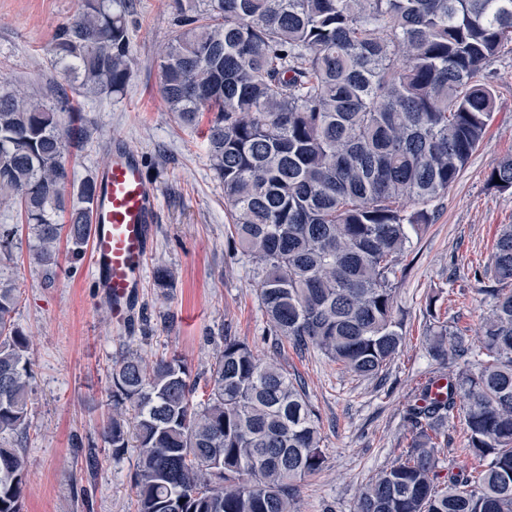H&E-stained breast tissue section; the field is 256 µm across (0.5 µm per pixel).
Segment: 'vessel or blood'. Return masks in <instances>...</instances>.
Wrapping results in <instances>:
<instances>
[{"label":"vessel or blood","instance_id":"b4317fda","mask_svg":"<svg viewBox=\"0 0 512 512\" xmlns=\"http://www.w3.org/2000/svg\"><path fill=\"white\" fill-rule=\"evenodd\" d=\"M111 154L97 175L89 261L113 321L127 324L137 310L153 249L159 192L138 151L125 140H113Z\"/></svg>","mask_w":512,"mask_h":512}]
</instances>
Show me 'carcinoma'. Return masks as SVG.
Instances as JSON below:
<instances>
[{"label":"carcinoma","mask_w":512,"mask_h":512,"mask_svg":"<svg viewBox=\"0 0 512 512\" xmlns=\"http://www.w3.org/2000/svg\"><path fill=\"white\" fill-rule=\"evenodd\" d=\"M132 0H81L48 62L87 97L121 95L133 72ZM160 97L186 127L206 130L235 247L253 264L276 340L320 350L374 377L397 354L398 259L427 206L448 192L483 139L495 103L485 70L512 43V0H171ZM70 99L0 92V205L21 210L48 271L67 231L72 258L89 243L96 178L75 182L70 149L90 138ZM500 183H495V179ZM490 183L512 191V156ZM419 209L409 212L406 204ZM69 211V224L56 222ZM15 230L0 224V261ZM490 310L476 341L436 322L438 364L459 366L446 391L419 388L414 439L357 494L354 512H512V224L500 226L478 274ZM155 287L174 288L166 267ZM21 289L0 280V512H23L27 469L15 442L29 427L33 369L14 313ZM112 457L137 449L138 512H297L301 484L326 453L305 390L244 341L224 345L196 399L178 354L147 362L127 350L111 373ZM134 411L133 419L125 416ZM462 416L456 466L439 481L441 437Z\"/></svg>","instance_id":"carcinoma-1"}]
</instances>
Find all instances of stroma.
I'll return each instance as SVG.
<instances>
[{"mask_svg": "<svg viewBox=\"0 0 512 512\" xmlns=\"http://www.w3.org/2000/svg\"><path fill=\"white\" fill-rule=\"evenodd\" d=\"M170 3L136 0L127 92L75 97L91 138L69 163L81 179L103 167L113 138L140 150L160 193L149 265L174 272L173 290L146 283L135 322L117 326L96 299L88 259L73 260L69 243L61 242L56 274L46 277L30 260L34 241L18 210L0 208V224L20 227L0 277L22 291L14 320L30 339L34 370L30 425L21 441L28 464L24 512H136L130 490L136 451L113 459L101 437L115 359L130 347L150 359L176 352L204 379L229 334L277 358L318 415L327 459L301 486L298 512H352L360 485L400 460L411 443L405 415L434 369L424 340L435 320L471 337L489 311L475 273L491 258L499 225L512 224V194L489 182L512 155V54L486 70L496 100L483 140L447 194L431 203L429 224L413 233L400 259L402 348L378 376L363 378L316 349L301 351L271 336L252 265L228 243L224 187L207 143L157 92L161 46L174 29ZM79 6L80 0H0V79L36 93L61 83L46 50Z\"/></svg>", "mask_w": 512, "mask_h": 512, "instance_id": "stroma-1", "label": "stroma"}]
</instances>
